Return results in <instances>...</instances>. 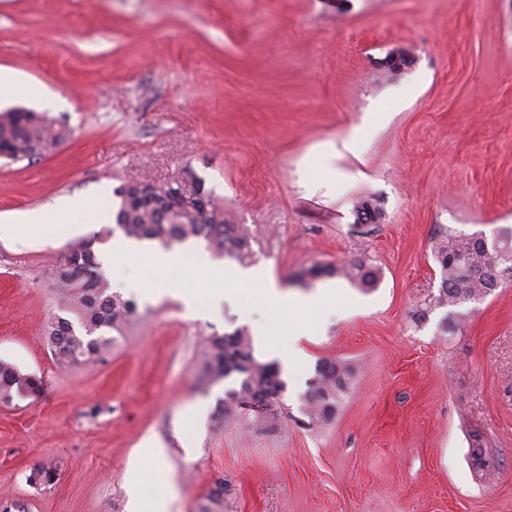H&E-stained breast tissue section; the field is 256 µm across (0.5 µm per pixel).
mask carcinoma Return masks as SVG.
Segmentation results:
<instances>
[{"instance_id": "carcinoma-1", "label": "carcinoma", "mask_w": 512, "mask_h": 512, "mask_svg": "<svg viewBox=\"0 0 512 512\" xmlns=\"http://www.w3.org/2000/svg\"><path fill=\"white\" fill-rule=\"evenodd\" d=\"M67 132L44 113L24 108L0 111V151L22 161L31 149L47 152L64 141ZM119 199L113 216L123 234L138 241H157L163 247L189 239H202L207 248L244 262L251 256V238L240 224L224 219V206L213 192L195 179L187 183L175 176L162 183L147 178L126 179L114 190ZM440 269L438 294L418 313L427 317L432 308L455 307L483 299L512 282V232L499 233L497 246H485L483 237L448 235L434 251ZM339 275L360 286L373 288L378 272L362 262H351ZM53 276L62 291L61 313L48 323L46 335L62 364H78L112 349L117 336L137 316V303L111 291L94 251L78 247L60 259ZM200 377L210 383L236 377L224 391L220 413L224 423L248 421L274 431L284 419L281 397L286 383L277 362H262L253 355L251 337L243 329L206 338ZM354 364L341 359L319 362L302 395L306 425L320 427L332 420L342 400L356 382ZM40 381L13 364L0 360V402L39 391Z\"/></svg>"}]
</instances>
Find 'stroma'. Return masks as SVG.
<instances>
[{
  "mask_svg": "<svg viewBox=\"0 0 512 512\" xmlns=\"http://www.w3.org/2000/svg\"><path fill=\"white\" fill-rule=\"evenodd\" d=\"M398 46L412 60L392 72ZM0 68L58 99L69 131L0 159V217L187 171L248 227L251 268L336 290L329 315L297 318L280 428H227L203 344L243 328L268 360L279 329L261 289L214 302L191 281L192 315L124 290L138 315L112 351L63 366L44 334L52 271L75 247L102 252L108 227L0 239V360L42 382L0 403V508L127 512L126 471L151 438L164 456L139 482L143 512H201L219 479L223 512H512V284L464 304L454 334L437 331L445 309L417 316L439 240L512 228V0H0ZM373 112L386 121L341 151ZM357 260L375 287L294 280ZM324 359L353 362L357 381L312 429L299 398ZM38 465L53 482H29Z\"/></svg>",
  "mask_w": 512,
  "mask_h": 512,
  "instance_id": "obj_1",
  "label": "stroma"
}]
</instances>
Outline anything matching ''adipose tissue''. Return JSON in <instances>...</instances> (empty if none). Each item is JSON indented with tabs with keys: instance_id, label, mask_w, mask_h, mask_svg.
I'll list each match as a JSON object with an SVG mask.
<instances>
[{
	"instance_id": "adipose-tissue-1",
	"label": "adipose tissue",
	"mask_w": 512,
	"mask_h": 512,
	"mask_svg": "<svg viewBox=\"0 0 512 512\" xmlns=\"http://www.w3.org/2000/svg\"><path fill=\"white\" fill-rule=\"evenodd\" d=\"M110 217V209L104 198L94 200L65 199L51 209H39L23 212L0 220V234L20 239L37 238L41 228L46 224H68L74 219H82L94 223H104ZM146 256L154 270L161 275L171 269L178 268L186 277L205 276L213 283L220 284L224 280L239 288L258 286L264 288L268 302L277 316V323L286 327L287 337L274 348L275 354L284 365H292L302 357L298 343L300 334L291 327L294 314L306 311L318 314L327 309L336 297L334 290L326 289L305 297L291 296L280 287L264 270L225 273L223 267L216 264L189 263V254L180 249H156Z\"/></svg>"
}]
</instances>
